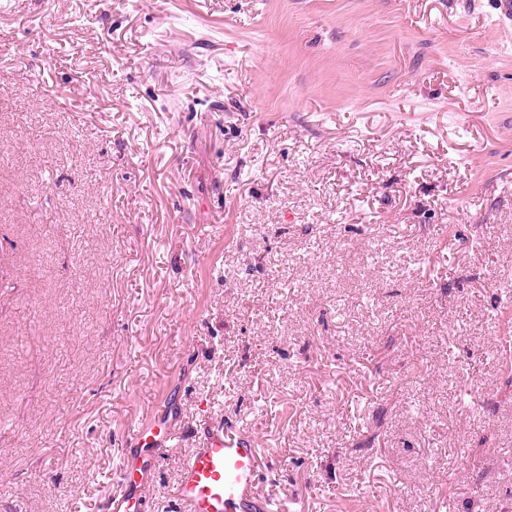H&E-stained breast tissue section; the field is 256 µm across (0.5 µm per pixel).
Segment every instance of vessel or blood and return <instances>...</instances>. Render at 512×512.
<instances>
[{
  "label": "vessel or blood",
  "mask_w": 512,
  "mask_h": 512,
  "mask_svg": "<svg viewBox=\"0 0 512 512\" xmlns=\"http://www.w3.org/2000/svg\"><path fill=\"white\" fill-rule=\"evenodd\" d=\"M176 430V418L165 400L157 402L149 418L132 426L136 445L122 455L120 491L112 498L111 512H143L145 492L160 462L175 451ZM264 467L249 439L207 425L203 440L181 462L174 490L179 512H269L270 500L257 492Z\"/></svg>",
  "instance_id": "vessel-or-blood-1"
}]
</instances>
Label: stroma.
<instances>
[{"label":"stroma","instance_id":"35a3bbf8","mask_svg":"<svg viewBox=\"0 0 512 512\" xmlns=\"http://www.w3.org/2000/svg\"><path fill=\"white\" fill-rule=\"evenodd\" d=\"M497 0H0V512H108L175 400L309 512H512Z\"/></svg>","mask_w":512,"mask_h":512}]
</instances>
